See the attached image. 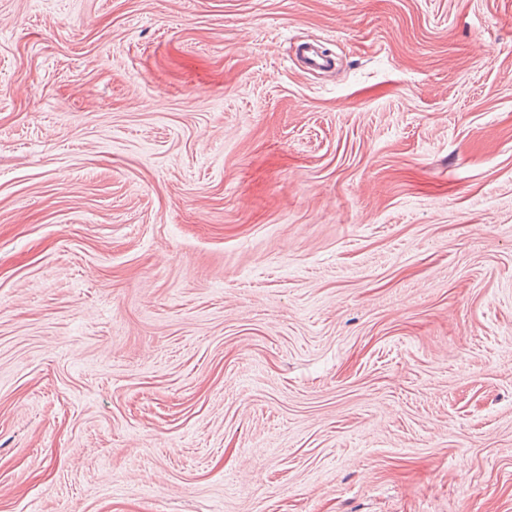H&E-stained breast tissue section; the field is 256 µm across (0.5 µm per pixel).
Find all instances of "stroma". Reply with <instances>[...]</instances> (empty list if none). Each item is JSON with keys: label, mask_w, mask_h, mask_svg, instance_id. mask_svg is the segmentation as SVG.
Instances as JSON below:
<instances>
[{"label": "stroma", "mask_w": 512, "mask_h": 512, "mask_svg": "<svg viewBox=\"0 0 512 512\" xmlns=\"http://www.w3.org/2000/svg\"><path fill=\"white\" fill-rule=\"evenodd\" d=\"M0 512H512V0H0Z\"/></svg>", "instance_id": "1"}]
</instances>
